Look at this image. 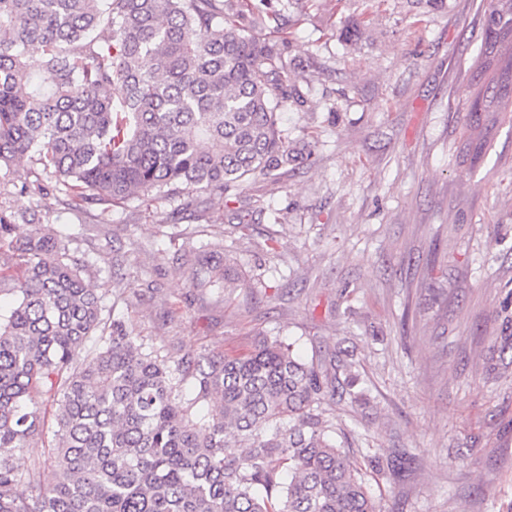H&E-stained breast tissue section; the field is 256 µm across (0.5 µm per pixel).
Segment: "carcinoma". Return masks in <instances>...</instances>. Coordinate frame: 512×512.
<instances>
[{
  "instance_id": "cac0c4a2",
  "label": "carcinoma",
  "mask_w": 512,
  "mask_h": 512,
  "mask_svg": "<svg viewBox=\"0 0 512 512\" xmlns=\"http://www.w3.org/2000/svg\"><path fill=\"white\" fill-rule=\"evenodd\" d=\"M279 3L0 0V171L32 159L75 200L118 206L288 170L286 41L240 22L262 5L257 18L278 24ZM470 71L468 111L512 107V0H487ZM490 148L478 124L461 153ZM73 243L0 212V293L14 297L0 310V512H381L332 436L336 354L306 363L263 336L247 353L182 359L190 398L162 349L142 351L120 321L85 361L103 298ZM219 251L189 259L190 287L224 290ZM214 397L219 411L196 417ZM49 419L47 455L21 464Z\"/></svg>"
}]
</instances>
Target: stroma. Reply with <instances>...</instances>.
Wrapping results in <instances>:
<instances>
[{"mask_svg": "<svg viewBox=\"0 0 512 512\" xmlns=\"http://www.w3.org/2000/svg\"><path fill=\"white\" fill-rule=\"evenodd\" d=\"M483 0L292 2L286 60L304 96L282 123L298 159L225 196L125 207L75 201L40 166L0 181L96 259L103 318L174 358L239 353L266 334L308 360L334 349L360 395L330 405L382 512H512V367H492L512 300V112L463 159ZM362 36L347 41V26ZM248 213L240 234L235 212ZM222 241L224 292L190 288L199 231Z\"/></svg>", "mask_w": 512, "mask_h": 512, "instance_id": "obj_1", "label": "stroma"}]
</instances>
